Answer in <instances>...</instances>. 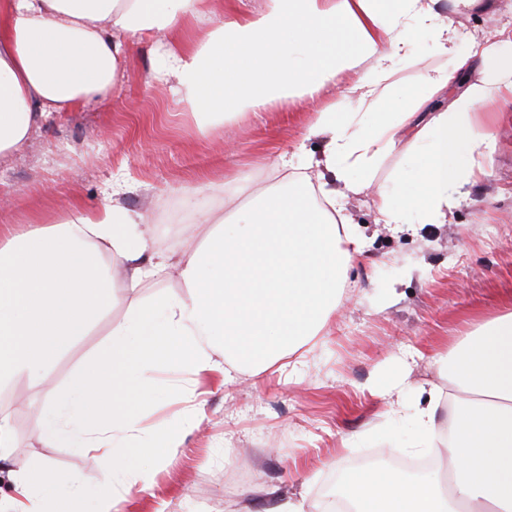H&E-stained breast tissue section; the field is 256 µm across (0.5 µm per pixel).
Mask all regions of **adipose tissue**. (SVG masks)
<instances>
[{"mask_svg": "<svg viewBox=\"0 0 512 512\" xmlns=\"http://www.w3.org/2000/svg\"><path fill=\"white\" fill-rule=\"evenodd\" d=\"M440 0H263L259 9L229 11L208 40L185 48L175 38L187 21L209 16L210 0H0V160L10 157L37 119L108 99L127 43L165 42L162 68L193 112L221 123L281 100H302L357 70L345 86L353 110L314 113L306 137H324L321 158L284 187L243 193L227 179L228 219L204 243L178 258L154 251L139 213L105 197L93 210L72 208L56 224L0 231V383L16 377L43 390L51 405L37 434L106 462L102 473L63 475L44 465L15 472L4 512H124L131 491H152L157 463L178 454L184 432L205 417L188 403L181 416L151 429L145 413L159 368L194 375L254 373L276 367L319 342L335 313L348 270L362 254L350 216L329 181L352 195L372 193L380 223L445 224L457 196L483 172L471 155L492 138V107L512 99V29L474 43L462 67L478 76L445 110L422 100L376 111L398 62L424 38L450 51L454 35ZM410 130L418 164L416 193L393 203L375 183L384 156ZM176 269L182 295L131 304L108 344L87 358L63 389L50 377L52 358L67 350L128 289ZM434 363L456 392L447 426L437 421V387L411 414V452L441 443L449 492L436 474L380 470L352 475L337 495L351 512H512V302L458 337ZM147 448L151 461L131 467L127 451Z\"/></svg>", "mask_w": 512, "mask_h": 512, "instance_id": "1", "label": "adipose tissue"}]
</instances>
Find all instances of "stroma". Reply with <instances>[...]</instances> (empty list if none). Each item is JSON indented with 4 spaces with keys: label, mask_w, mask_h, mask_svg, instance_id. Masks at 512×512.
I'll use <instances>...</instances> for the list:
<instances>
[{
    "label": "stroma",
    "mask_w": 512,
    "mask_h": 512,
    "mask_svg": "<svg viewBox=\"0 0 512 512\" xmlns=\"http://www.w3.org/2000/svg\"><path fill=\"white\" fill-rule=\"evenodd\" d=\"M445 17L456 33L454 55H440L431 42L422 43L399 63L392 95L421 94V71L452 68L455 55L467 52L474 40L493 39L497 29L512 23V0H501L492 16L449 11ZM159 53L149 40L129 45L109 103L78 106L57 113L52 122L34 124L20 149L0 161V193L14 200L0 209L1 228L54 224L71 206L98 207L107 183L120 178L128 185L120 202L142 214V229L155 248L181 250L187 240L203 242L209 231L185 213L183 188L212 181L213 189L199 191L197 206L203 212L223 209L225 172L256 188L280 181L267 159L299 145L309 155L323 151V139L302 137L312 108L350 109L329 87L312 103H276L211 126L205 115L188 111L173 96L174 77L157 81ZM497 112L492 148L472 156L485 175L450 223L427 224L416 232L393 229L379 224L371 195L340 197L367 246L349 272L325 336L298 375L244 370L231 382L206 376L195 386L187 373H161V382L182 383L185 392L201 388L206 418L185 435L179 453L159 465L152 494H131L125 512H260L273 487L288 494L307 491L316 502L356 472L359 460L406 447L415 388L435 384L441 393L449 391L433 356L496 312L501 296L512 290V102ZM395 177L403 190L414 189L410 140L383 160L376 181ZM182 291L172 275L134 291L118 289L119 303L54 358L55 384L65 386L108 341L130 300L155 302ZM404 373L411 385L402 397L386 395L380 380ZM47 407L44 394L24 378L0 385V411L11 414L21 447L15 469L45 462L62 473L96 469L90 457L45 447L38 439L37 423ZM345 438L352 439V447L342 448Z\"/></svg>",
    "instance_id": "stroma-1"
}]
</instances>
